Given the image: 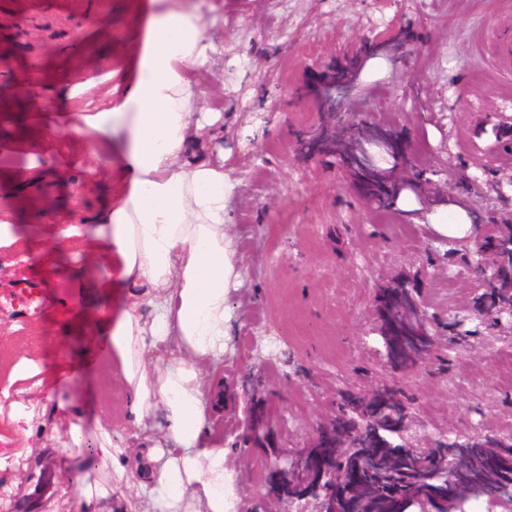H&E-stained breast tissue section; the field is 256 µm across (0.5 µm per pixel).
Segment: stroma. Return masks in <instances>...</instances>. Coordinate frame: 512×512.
<instances>
[{
    "instance_id": "35a3bbf8",
    "label": "stroma",
    "mask_w": 512,
    "mask_h": 512,
    "mask_svg": "<svg viewBox=\"0 0 512 512\" xmlns=\"http://www.w3.org/2000/svg\"><path fill=\"white\" fill-rule=\"evenodd\" d=\"M133 0H0V209L13 208L28 252L0 249V352L38 362L29 435L7 410L16 387L0 379V433L16 467L0 471V512H80L76 478L112 489V512H145L133 468L117 472L97 425L137 448L160 422L125 419L118 369L85 350L76 318L102 308L87 257L57 248V228L95 224L117 191L100 172L94 134L64 115L99 103L115 50L131 46ZM194 6L215 50L193 69L198 106L219 112L192 131L191 155L222 165L234 185L225 222L241 277L229 290L232 350L214 370L220 399L210 445L238 481V512L308 498L341 512L320 469L334 459L352 414L408 466L418 450L439 461L512 439V365L485 352L449 351L491 303L463 263L491 218L512 220V187L495 185L512 159L497 148L512 126V0H173ZM359 63L339 109L361 125L394 127L413 191L378 206L375 187L300 148L321 109L311 90L328 71ZM94 79L71 98L68 70ZM41 134L40 151L16 141ZM44 178L28 193L31 167ZM478 176L479 186L468 179ZM442 224L458 225L446 236ZM427 333L399 335L398 301ZM81 362L82 372L68 364ZM86 441L62 453L70 425Z\"/></svg>"
}]
</instances>
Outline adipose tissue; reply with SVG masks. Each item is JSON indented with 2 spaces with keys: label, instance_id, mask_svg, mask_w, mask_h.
Instances as JSON below:
<instances>
[{
  "label": "adipose tissue",
  "instance_id": "1",
  "mask_svg": "<svg viewBox=\"0 0 512 512\" xmlns=\"http://www.w3.org/2000/svg\"><path fill=\"white\" fill-rule=\"evenodd\" d=\"M133 47L118 58L103 107L70 113L75 130L99 136V155L114 160L119 190L98 226L93 254L112 272L105 288L128 292L122 311L86 320L88 336L109 334L102 348L131 391L127 415H158L179 448L165 458L158 442L140 448L141 497L160 512H232L224 451L205 447L212 385L198 364L220 363L232 339L226 307L240 276L224 222L233 185L222 167L186 158L194 92L190 69L205 64L212 44L194 8L134 0ZM148 296L149 313L138 299ZM177 340L178 360L151 362L157 342Z\"/></svg>",
  "mask_w": 512,
  "mask_h": 512
}]
</instances>
